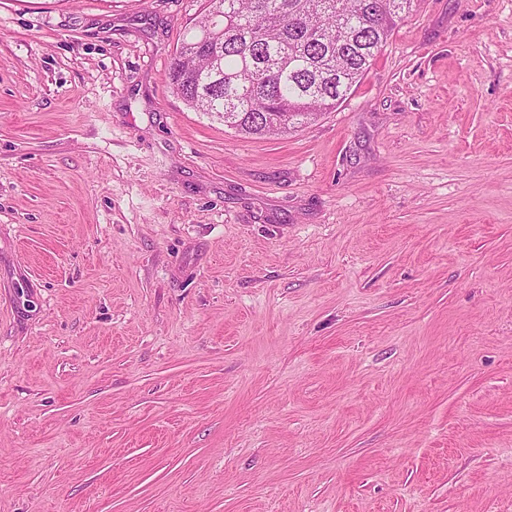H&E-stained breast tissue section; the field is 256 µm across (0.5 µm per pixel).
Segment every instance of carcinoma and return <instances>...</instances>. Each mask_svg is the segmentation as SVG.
I'll list each match as a JSON object with an SVG mask.
<instances>
[{
    "instance_id": "obj_1",
    "label": "carcinoma",
    "mask_w": 512,
    "mask_h": 512,
    "mask_svg": "<svg viewBox=\"0 0 512 512\" xmlns=\"http://www.w3.org/2000/svg\"><path fill=\"white\" fill-rule=\"evenodd\" d=\"M223 34L183 38L170 85L186 106L255 138L336 110L415 0H207Z\"/></svg>"
}]
</instances>
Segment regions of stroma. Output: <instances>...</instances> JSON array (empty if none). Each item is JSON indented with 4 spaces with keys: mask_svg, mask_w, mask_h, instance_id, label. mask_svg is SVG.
<instances>
[{
    "mask_svg": "<svg viewBox=\"0 0 512 512\" xmlns=\"http://www.w3.org/2000/svg\"><path fill=\"white\" fill-rule=\"evenodd\" d=\"M205 8L0 0V512H512V0L260 139Z\"/></svg>",
    "mask_w": 512,
    "mask_h": 512,
    "instance_id": "stroma-1",
    "label": "stroma"
}]
</instances>
